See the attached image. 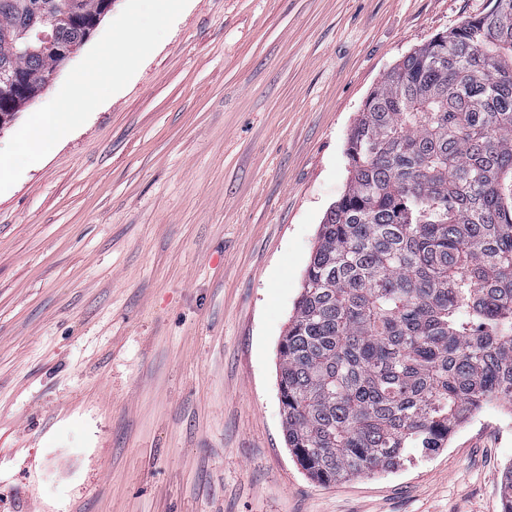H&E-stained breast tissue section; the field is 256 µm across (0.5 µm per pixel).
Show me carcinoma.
<instances>
[{
  "mask_svg": "<svg viewBox=\"0 0 512 512\" xmlns=\"http://www.w3.org/2000/svg\"><path fill=\"white\" fill-rule=\"evenodd\" d=\"M100 0H0V117L81 44ZM279 348L284 438L312 479L391 470L512 404V0L403 56L347 138ZM512 512V465L502 474Z\"/></svg>",
  "mask_w": 512,
  "mask_h": 512,
  "instance_id": "carcinoma-1",
  "label": "carcinoma"
}]
</instances>
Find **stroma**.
<instances>
[{
	"label": "stroma",
	"instance_id": "obj_1",
	"mask_svg": "<svg viewBox=\"0 0 512 512\" xmlns=\"http://www.w3.org/2000/svg\"><path fill=\"white\" fill-rule=\"evenodd\" d=\"M488 0H189L128 85L0 193V512H501L512 408L313 481L278 346L347 138Z\"/></svg>",
	"mask_w": 512,
	"mask_h": 512
}]
</instances>
